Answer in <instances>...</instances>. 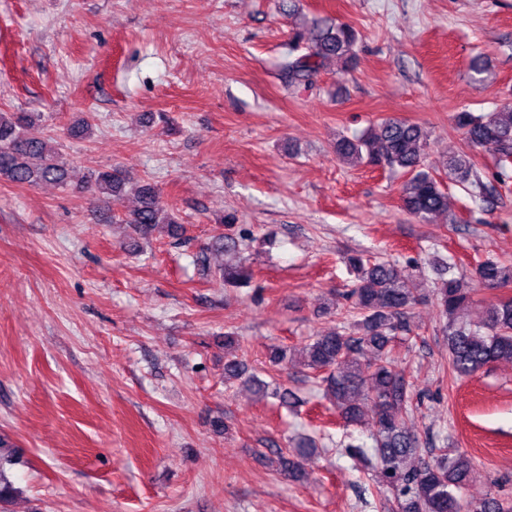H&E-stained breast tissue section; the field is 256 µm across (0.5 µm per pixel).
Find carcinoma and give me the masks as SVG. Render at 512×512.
Masks as SVG:
<instances>
[{"mask_svg":"<svg viewBox=\"0 0 512 512\" xmlns=\"http://www.w3.org/2000/svg\"><path fill=\"white\" fill-rule=\"evenodd\" d=\"M357 32L346 24L325 20L312 25L311 37L303 43L296 39L288 44L282 70L288 78L303 81L328 60L341 63V70L355 62ZM34 112L0 113V179L17 184L47 182L66 184L67 161L50 139L33 133ZM453 119L471 148L489 147L495 156L496 184L483 181L480 172L466 153L449 155L435 164V169L453 175L471 193L487 195L504 185L512 175V104L505 103L496 112L475 113L463 109ZM428 133L408 120L382 118L364 131L336 139V155L371 166L399 169L407 175L402 184L404 208L422 222L448 213V193L442 182L426 164ZM126 187V175L120 168L99 171L78 186L106 200L119 199ZM130 191L139 198V207L120 220L133 227L135 234L149 238L155 233L180 241L182 226L159 205L150 185H133ZM229 233L218 237L213 248L220 252H238L239 240L231 230L235 217L219 219ZM346 268L355 275L354 288L347 299V313L353 317L351 329L333 328L314 336L301 349L273 345L267 352L269 366L286 369L300 365L307 375L319 380L324 396L336 410L343 426L368 422L372 427L374 454L369 458L364 447L352 446L354 455L367 460L378 473L376 492L392 493L394 512H512L494 497L462 502L463 491L473 470L467 455L448 449L439 454L422 447L420 437L404 427V417L412 410L413 383L406 371L389 356L398 335L413 330L407 315L417 303L419 283L402 276L397 265L372 262L352 251L343 257ZM456 266L446 264L433 291V300L445 319L448 342V370L454 378L476 375L487 365L512 359V299L487 305L476 321L464 317L472 302L471 290L462 287L464 280L485 289L512 284V262L487 258L470 272L455 273ZM224 285L239 288L249 284V263L238 259L221 268ZM241 380L243 384L266 393L282 405H289L293 393L276 381L265 382L248 371L236 358L224 361V381ZM316 447L305 438L294 444L291 456L279 454L278 469L288 478L304 476L303 460ZM14 458L0 454V509L16 494L4 474V467Z\"/></svg>","mask_w":512,"mask_h":512,"instance_id":"cac0c4a2","label":"carcinoma"}]
</instances>
